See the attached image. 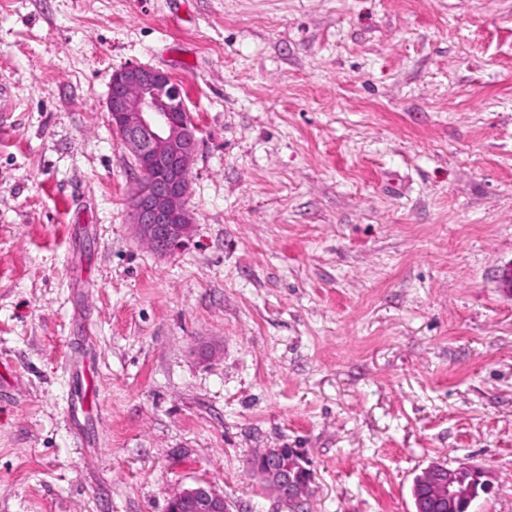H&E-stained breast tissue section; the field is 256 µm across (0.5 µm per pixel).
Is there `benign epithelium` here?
<instances>
[{
    "label": "benign epithelium",
    "mask_w": 512,
    "mask_h": 512,
    "mask_svg": "<svg viewBox=\"0 0 512 512\" xmlns=\"http://www.w3.org/2000/svg\"><path fill=\"white\" fill-rule=\"evenodd\" d=\"M106 106L112 130L148 178L135 192L131 223L153 251L169 255L193 231L186 200L188 173L199 146L198 126L181 87L167 73L147 65L114 71ZM261 455L258 470L281 499L296 503L308 497L314 477L295 449L265 448ZM287 459L290 464L282 465ZM423 484L437 500H463L473 494V486L460 483L453 470L440 464L415 478L414 488ZM167 512H230V505L209 483L197 481L169 495Z\"/></svg>",
    "instance_id": "obj_1"
}]
</instances>
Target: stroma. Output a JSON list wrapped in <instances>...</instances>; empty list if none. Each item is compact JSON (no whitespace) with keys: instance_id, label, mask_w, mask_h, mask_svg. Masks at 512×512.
<instances>
[{"instance_id":"1","label":"stroma","mask_w":512,"mask_h":512,"mask_svg":"<svg viewBox=\"0 0 512 512\" xmlns=\"http://www.w3.org/2000/svg\"><path fill=\"white\" fill-rule=\"evenodd\" d=\"M199 126L163 256L106 99ZM512 0H0V512H165L297 449L304 512H512ZM460 477L467 482H470L469 486L460 483L455 475V472L451 469L440 464H432L423 470V475L415 478L414 491L412 493L415 512H423L420 508L421 499L424 496H418L417 488L420 485H427L430 488V492L427 496H432L437 500H458L456 502H438L436 505L431 502L426 505L427 508H432L434 512H471L473 502L479 497L480 492L487 493L486 487H489L485 480H483L484 473L479 469L467 468L473 476L466 469L458 468ZM420 481V482H419ZM478 481L483 483L484 486H473L474 482ZM473 488L476 491L473 498L468 501L473 494ZM465 499V500H463Z\"/></svg>"}]
</instances>
